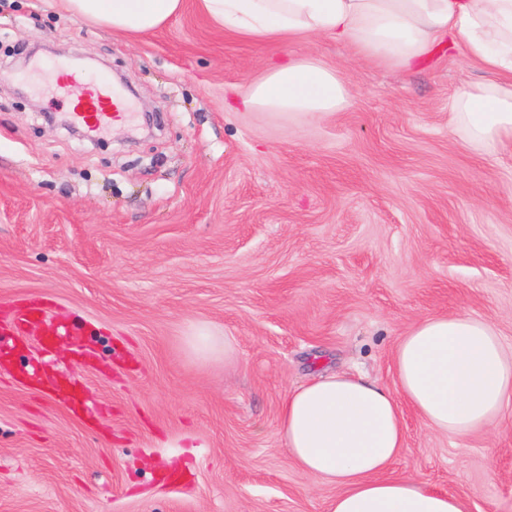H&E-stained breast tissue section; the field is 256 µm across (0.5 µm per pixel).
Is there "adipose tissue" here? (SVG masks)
<instances>
[{
  "mask_svg": "<svg viewBox=\"0 0 512 512\" xmlns=\"http://www.w3.org/2000/svg\"><path fill=\"white\" fill-rule=\"evenodd\" d=\"M238 37L282 43L324 35L396 69L464 46L493 73L449 103L450 134L488 150L512 136V0H200ZM70 14L125 33L154 31L183 0H63ZM350 88L338 70L307 55L270 65L246 92L260 112L342 110ZM397 382L331 372L288 390L277 435L298 469L336 487L327 512H464L457 497L392 474L404 448V406L431 429L464 437L512 401V362L493 326L463 314L427 317L395 349Z\"/></svg>",
  "mask_w": 512,
  "mask_h": 512,
  "instance_id": "obj_1",
  "label": "adipose tissue"
}]
</instances>
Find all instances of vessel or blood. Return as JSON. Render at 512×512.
I'll use <instances>...</instances> for the list:
<instances>
[{"instance_id":"obj_1","label":"vessel or blood","mask_w":512,"mask_h":512,"mask_svg":"<svg viewBox=\"0 0 512 512\" xmlns=\"http://www.w3.org/2000/svg\"><path fill=\"white\" fill-rule=\"evenodd\" d=\"M57 93L68 100L74 123L95 135L111 128L129 113L122 95L109 85L90 83L74 68L62 65L56 72Z\"/></svg>"}]
</instances>
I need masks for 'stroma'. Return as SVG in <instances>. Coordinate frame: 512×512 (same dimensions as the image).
Listing matches in <instances>:
<instances>
[{
  "mask_svg": "<svg viewBox=\"0 0 512 512\" xmlns=\"http://www.w3.org/2000/svg\"><path fill=\"white\" fill-rule=\"evenodd\" d=\"M75 53L132 88L99 136L45 119L69 112L54 69ZM305 53L339 69L343 110H244L269 60ZM490 78L460 48L395 70L318 36L245 42L199 0L141 34L0 0V512H326L335 487L276 436L289 389L395 385L432 316L489 321L511 356L512 137L448 133ZM58 322L77 341L45 346ZM199 326L232 354L192 359ZM404 415L395 473L512 512V403L464 438Z\"/></svg>",
  "mask_w": 512,
  "mask_h": 512,
  "instance_id": "35a3bbf8",
  "label": "stroma"
}]
</instances>
